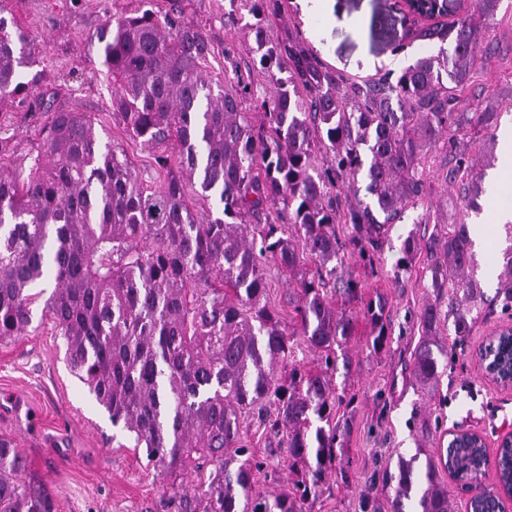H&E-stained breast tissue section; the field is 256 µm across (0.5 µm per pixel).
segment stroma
Wrapping results in <instances>:
<instances>
[{
	"instance_id": "stroma-1",
	"label": "stroma",
	"mask_w": 512,
	"mask_h": 512,
	"mask_svg": "<svg viewBox=\"0 0 512 512\" xmlns=\"http://www.w3.org/2000/svg\"><path fill=\"white\" fill-rule=\"evenodd\" d=\"M147 7L204 26L211 44L208 70L223 78L225 44L245 39L244 33H231L224 24L228 0H9L4 16L33 37L35 62L25 70V82L44 94L52 110L95 114L98 128L123 145L144 184L155 186L160 178L153 150L129 139L112 120V80L92 41L109 17ZM285 19L277 32L298 34L317 57L350 80L380 77L439 49L438 42L409 38V25L396 0H332L326 13L312 11L308 0H287ZM477 57L475 78L460 111L487 107L499 112L501 125H512V0H502ZM46 120L31 102L0 99V124L14 137L13 165L23 164L36 147ZM447 168V153H438L428 175L430 189L417 207L393 224L375 269L365 268L348 247L337 265V277L361 281L366 295H385L392 343L390 350L374 353L367 345L370 327L362 320L344 348L350 365L337 368L334 381L355 398L344 413L347 434L339 463L346 477L328 481L311 512H390L387 494L374 474L397 455L409 456L420 448L437 452L456 427L481 433L492 455L499 433L512 428V390L485 379L476 362L483 338L512 324V319L497 313L487 316L462 346L447 329H440L438 341L448 359L437 386L421 388L409 371L419 341L417 312L432 299L447 309L449 300L434 298L428 287L433 258L427 250H420L407 270H397L396 262L403 240L422 215L432 217L426 227L430 233L437 224L452 223L458 190L444 183L441 174ZM480 204L487 235L477 251V275L490 297L497 288V259L506 247L494 216L512 210V195L486 194ZM265 273L272 308L287 325H295V279L271 262ZM43 307V300H36L27 331L0 342V439L21 448L25 481L48 492L58 512H178L180 496L207 482L208 470L160 479L153 464L135 450L132 436L112 424L71 370L64 340L43 316ZM244 430V443L262 463L260 487L274 493L292 484L288 450L279 437L255 418L245 422Z\"/></svg>"
}]
</instances>
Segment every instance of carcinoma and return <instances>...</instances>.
<instances>
[{
    "mask_svg": "<svg viewBox=\"0 0 512 512\" xmlns=\"http://www.w3.org/2000/svg\"><path fill=\"white\" fill-rule=\"evenodd\" d=\"M500 3L476 0V11L421 31L449 48L364 82L337 74L299 36H274L284 0H229L227 15L247 31L242 50L252 71L234 67L222 82L206 69L203 26L151 9L108 20L96 38L113 81L112 118L156 151L167 178L144 186L94 117L49 113L28 165L0 166V341L27 331L33 289L53 284L44 308L71 369L112 424L133 435L164 479L215 467L208 483L183 495L181 512H309L320 484L337 472L342 400L333 372L336 350L356 329L326 291L342 248L336 225H347L354 253L374 268L391 225L425 196L426 160L443 149L452 156L444 182L462 184L465 213L480 212L482 175L468 147L483 166L494 164L499 113L457 106L483 25ZM31 43L23 27L0 16V95L26 89L45 109L44 97L21 81L34 63ZM249 100L262 109L258 125ZM360 182L365 197L349 199ZM189 190L218 198L221 209L195 210ZM272 213L274 222L251 226ZM423 247L435 257L429 287L451 297L457 341L471 335L484 305L489 314L512 315V245L501 254L490 300L476 275L469 224L409 234L397 268ZM262 254L291 274L303 254L317 266L316 276L299 281L291 332L268 304ZM338 292L362 302L371 348L386 350L385 298L365 299L354 279ZM440 322L435 303L416 317L422 339L411 372L422 387L439 382L447 355L436 341ZM297 337L320 353L319 366L285 369ZM489 355L506 369L512 341L500 338ZM253 412L286 439L296 475L289 493L256 486L261 465L241 437ZM444 458L448 476L473 492L471 509L495 502L479 482L484 449L476 437H456ZM24 471L20 449L1 439L0 512H57L52 497L23 481ZM497 477L512 479L511 448L499 449ZM378 481L393 492L391 512L408 503L414 512H451L439 466L421 449L383 467Z\"/></svg>",
    "mask_w": 512,
    "mask_h": 512,
    "instance_id": "1",
    "label": "carcinoma"
}]
</instances>
